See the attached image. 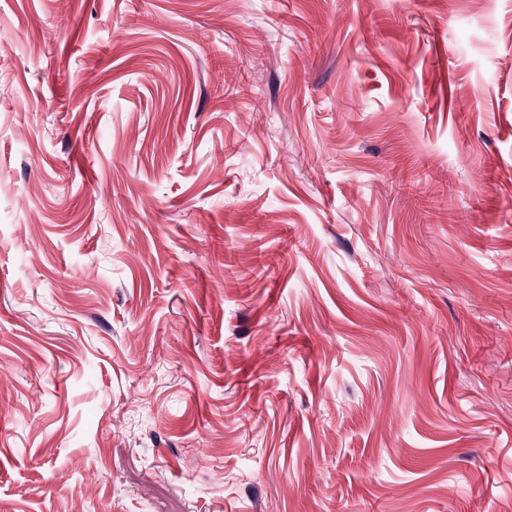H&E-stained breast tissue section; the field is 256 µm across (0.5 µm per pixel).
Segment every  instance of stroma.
<instances>
[{
    "instance_id": "1",
    "label": "stroma",
    "mask_w": 512,
    "mask_h": 512,
    "mask_svg": "<svg viewBox=\"0 0 512 512\" xmlns=\"http://www.w3.org/2000/svg\"><path fill=\"white\" fill-rule=\"evenodd\" d=\"M512 0H0V512H499Z\"/></svg>"
}]
</instances>
